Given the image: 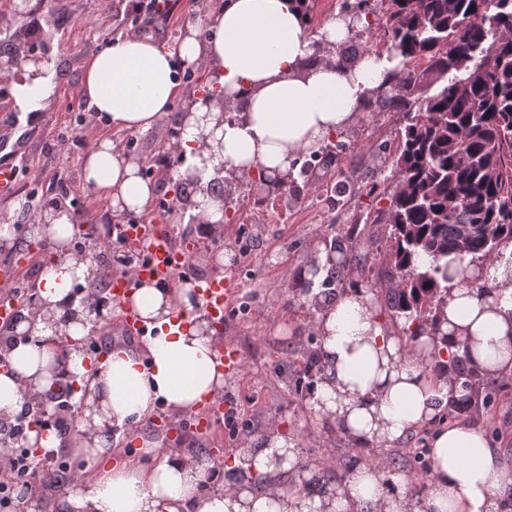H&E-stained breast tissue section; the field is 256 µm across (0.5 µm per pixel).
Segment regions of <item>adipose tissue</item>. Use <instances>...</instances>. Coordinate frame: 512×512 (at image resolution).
<instances>
[{
	"mask_svg": "<svg viewBox=\"0 0 512 512\" xmlns=\"http://www.w3.org/2000/svg\"><path fill=\"white\" fill-rule=\"evenodd\" d=\"M207 26L210 36L202 39L188 25L174 51L125 35L86 61L81 85L89 110L108 127L158 133L179 92L178 67L203 66L219 93L196 95L172 139L185 159L176 179L201 186L218 174L232 183L258 168L270 177L286 174L301 152L358 123L363 99L391 68L374 54L340 67L331 48L348 40L345 21L325 24L322 43H314L298 0H217ZM24 70V80L11 84L14 100L24 111H42L57 85L53 66L29 63ZM223 96L238 107V120L222 121ZM82 179L116 213L142 214L157 194L140 163L109 138L85 155ZM77 231L63 203L32 225L29 242L51 244V254L32 311L16 328L21 341L0 344L11 367L0 372V419L14 420L27 403L70 379L87 393L91 409L76 450L97 470L63 496V512H504L500 490L512 471L470 422L435 426L438 403L452 386L420 354H443L463 341L482 374L512 370V289L486 295L472 283L449 281L439 331L415 343L384 326L365 288L348 289L318 313L324 371L309 400L317 421L360 446L401 441L434 424L421 506H413L405 481L382 482L379 463L355 466L345 487L313 490L296 469L294 442L274 429L261 448L233 455V467L265 480L262 488L241 489L213 474L206 458L163 453L159 441L146 438L141 446L152 466L105 465L113 429L151 421L161 408L174 417L192 413L223 392L226 380L217 367L216 332L184 282L144 283L129 298L148 329L147 359L118 350L96 362L75 345L60 350V337L78 339L88 330V302L73 287L87 280L92 265L69 248ZM179 312L184 322H175Z\"/></svg>",
	"mask_w": 512,
	"mask_h": 512,
	"instance_id": "1",
	"label": "adipose tissue"
}]
</instances>
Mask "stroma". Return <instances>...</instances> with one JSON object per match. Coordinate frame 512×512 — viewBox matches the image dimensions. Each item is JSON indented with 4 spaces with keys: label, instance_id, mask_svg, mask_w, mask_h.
Listing matches in <instances>:
<instances>
[{
    "label": "stroma",
    "instance_id": "35a3bbf8",
    "mask_svg": "<svg viewBox=\"0 0 512 512\" xmlns=\"http://www.w3.org/2000/svg\"><path fill=\"white\" fill-rule=\"evenodd\" d=\"M120 2L37 0L34 5V14L51 36L49 58L62 78L46 111L34 118L21 115L16 126L0 121V152L12 154L18 167L16 190L0 193V217L10 219L28 205L38 206L63 196L97 216L108 215L113 223H124L123 215L112 214L106 201L84 187V149H73L66 163L65 187L50 186L51 172L43 167L45 144L54 129L77 117L74 106L82 99L84 63L107 47L105 29L126 32L136 25L137 12L122 10ZM73 16H91L98 24L73 25L69 22ZM396 119L393 113L363 111L359 124L343 134L344 141L354 142L356 148L339 154L337 168L352 172L366 186L382 182L368 151L393 139ZM85 135L94 143L104 137L117 142L132 139L128 154L144 163L151 162L160 147L153 132L131 135L96 124ZM156 178L161 184L159 204L152 207L148 216L169 225L177 247L198 255L189 282L215 276L235 282V303L224 317L223 335L240 350L244 370L227 378L224 387L234 413L232 419L214 424L206 435L199 436L185 434L171 425L167 417L157 415L154 421L138 427L136 433L127 432L119 438L112 452L113 462H123L133 455L140 458L142 465H149L150 456L139 447L143 436L160 441L169 450H185L210 459L219 448L228 457L239 450L259 447L268 424L272 423L295 441L301 463L313 468L321 464L326 454H333L339 465L329 481L339 486L346 484L349 471L340 458L351 442L344 434L317 423L307 403V392L298 390L295 382L304 367V351L318 338L306 306V290L314 282L303 277L302 272L315 260L314 244L327 246L334 238L345 235L360 214L363 199H351L341 213L319 210L313 205L312 191L304 189L289 197L286 222L252 230L238 222L235 212H228L229 222L222 232L224 247L217 252L211 248V236L202 233L192 218L177 224L163 212L162 202L170 201L175 194L173 171L157 172ZM360 230V240L338 253L337 267L348 272L353 281L365 276L380 284L387 283L394 273L386 256L387 225L364 224ZM247 231L253 237V250L242 269L237 265L236 255L239 239Z\"/></svg>",
    "mask_w": 512,
    "mask_h": 512
}]
</instances>
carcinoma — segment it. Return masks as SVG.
<instances>
[{"mask_svg": "<svg viewBox=\"0 0 512 512\" xmlns=\"http://www.w3.org/2000/svg\"><path fill=\"white\" fill-rule=\"evenodd\" d=\"M354 17H374L351 40L378 27L387 59L397 67L382 82L384 98L371 96L366 108L400 115L397 138L379 146V167L392 163L395 186L368 191L345 177L343 191L372 199L347 233L334 240L343 250L362 224L389 225L388 255L397 277L386 288L388 308L399 331L412 342L425 325L439 330L437 314L448 294L446 282L456 275L478 280V264L512 241V0H358ZM350 145L327 142L321 177L336 178L337 152ZM385 206L380 207L378 203ZM474 229L466 249L461 228ZM427 262L419 263L421 257ZM454 275H449V269ZM344 272L330 268L319 296L336 299ZM450 382L465 391L449 396L453 417L462 405L482 398L488 407L499 392L512 387L508 377L493 386L467 362L465 343L438 363ZM427 449L414 450L411 496L421 497L432 471Z\"/></svg>", "mask_w": 512, "mask_h": 512, "instance_id": "1", "label": "carcinoma"}]
</instances>
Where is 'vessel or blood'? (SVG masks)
<instances>
[{
	"instance_id": "1",
	"label": "vessel or blood",
	"mask_w": 512,
	"mask_h": 512,
	"mask_svg": "<svg viewBox=\"0 0 512 512\" xmlns=\"http://www.w3.org/2000/svg\"><path fill=\"white\" fill-rule=\"evenodd\" d=\"M121 235L131 236L137 247L145 249L149 262L147 265L134 269L130 274L117 273L111 276L110 294L119 307L117 326L124 335L132 338L145 336L146 331L137 314L124 301L130 292L141 281H166L173 273L184 271L191 263V251L178 248L162 224H141L138 227L120 225ZM201 306L203 312L216 324H223L224 315L232 300V283L227 278H214L201 284ZM217 357L222 370L228 373H241L243 362L240 352L232 342L220 344ZM224 398L214 396L194 414L188 427L192 432L206 433L211 420L223 417Z\"/></svg>"
}]
</instances>
